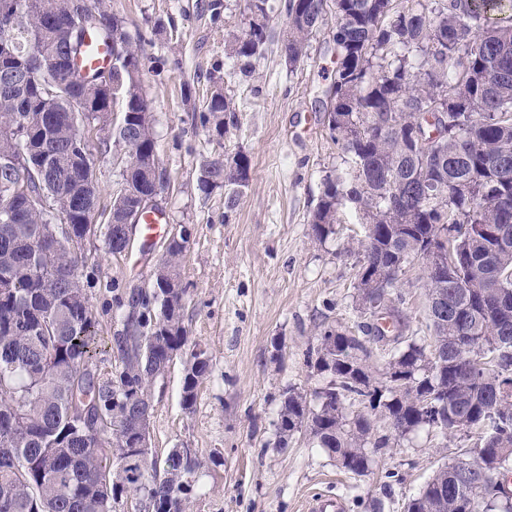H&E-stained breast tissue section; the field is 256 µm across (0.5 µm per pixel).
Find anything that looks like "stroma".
Wrapping results in <instances>:
<instances>
[{
    "label": "stroma",
    "mask_w": 512,
    "mask_h": 512,
    "mask_svg": "<svg viewBox=\"0 0 512 512\" xmlns=\"http://www.w3.org/2000/svg\"><path fill=\"white\" fill-rule=\"evenodd\" d=\"M273 3L265 52L244 74L227 45L244 27L245 0H108L131 41L143 48L142 88L153 103L169 181L157 204L166 226L191 230L182 273L184 323L211 366L191 413L180 407L181 360L156 382L152 446L160 456L188 448L202 461L193 512H302L314 492L342 497L347 512H369L378 495L384 512H405L408 500L466 449V441L423 430L410 443L383 450L364 475L338 469L303 433L288 447L275 446L282 390L310 394L325 384L307 362L309 348L325 328L361 320L353 301L355 258L345 250L361 226L351 208L326 240L312 236L309 226L325 176L343 165L324 121L325 91L336 69L334 20L326 18L304 62L291 67L280 51L286 0ZM217 84L236 108L220 139L199 121ZM94 137L98 208L105 211L120 153L103 144V132ZM236 152L250 160L249 183L229 208L224 191L201 193L197 177L204 157ZM162 245L157 238L148 249L115 257L102 234L86 240L85 266L99 277L91 303L102 336L118 327L113 288L150 287ZM407 279L403 311L411 330L422 331L428 295L421 263L410 266Z\"/></svg>",
    "instance_id": "1"
}]
</instances>
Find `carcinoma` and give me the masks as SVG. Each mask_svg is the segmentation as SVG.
Wrapping results in <instances>:
<instances>
[{"label":"carcinoma","mask_w":512,"mask_h":512,"mask_svg":"<svg viewBox=\"0 0 512 512\" xmlns=\"http://www.w3.org/2000/svg\"><path fill=\"white\" fill-rule=\"evenodd\" d=\"M76 0H0V158L25 156V167L0 166V512H122L138 499L139 512H192L195 475L203 466L188 448L164 458L138 448V428L153 412L151 391L173 361L184 359L182 410H194L210 374L206 352L183 323L179 279L190 238L163 245L152 287L131 288L121 328L100 334L83 274L82 245L53 248L45 236L66 222L80 238L94 222L98 190L70 175L93 162L83 119L125 148V168L112 192L109 254L122 252L123 227L136 224L133 205L148 187L147 165H160L151 102L130 80L127 63L112 57L114 109L85 116L66 100L98 95L96 72L86 84L68 83L74 55L87 40L69 44L68 9ZM91 31L105 41L129 42L122 20L99 0ZM512 10V0H288V34L280 50L295 66L307 56L319 19L336 17L332 40L337 69L326 90L325 119L344 154L340 170L324 178L310 229L336 233L340 212L354 207L363 235L349 253L355 265V308L365 317L353 332L324 329L308 363L327 379L313 401L292 386L282 390L274 423L278 448L304 432L348 473L363 475L374 456L398 448L427 428L471 441L461 453L478 460L439 467L408 500L406 512H512V23L485 28L490 11ZM246 27L231 56L253 66L265 50L274 5L246 0ZM63 56L62 70L31 69L46 42ZM235 112L220 86L212 91L202 126L219 138ZM427 114L425 144L411 137L412 119ZM30 138L10 131L20 120ZM245 163L235 179L225 162ZM242 153L205 160L198 189L228 186L227 207L247 185ZM22 183L45 201L32 210L5 189ZM453 269L435 282L436 260ZM424 264L430 324L427 336L408 328L402 270ZM336 350L323 352L329 338ZM383 363H375L376 354ZM113 358L99 372V356ZM407 371V382L387 378ZM382 385L368 389V381ZM383 424L378 430L371 418Z\"/></svg>","instance_id":"carcinoma-1"}]
</instances>
